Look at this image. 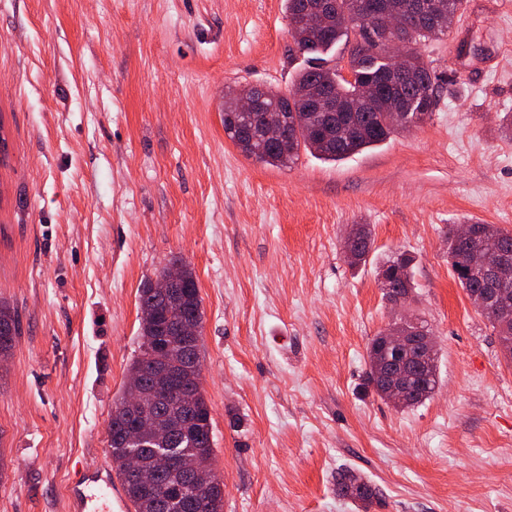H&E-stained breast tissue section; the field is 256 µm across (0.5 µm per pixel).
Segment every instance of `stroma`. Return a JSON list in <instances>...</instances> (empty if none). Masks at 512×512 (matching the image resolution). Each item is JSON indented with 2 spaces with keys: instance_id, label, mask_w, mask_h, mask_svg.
I'll return each instance as SVG.
<instances>
[{
  "instance_id": "stroma-1",
  "label": "stroma",
  "mask_w": 512,
  "mask_h": 512,
  "mask_svg": "<svg viewBox=\"0 0 512 512\" xmlns=\"http://www.w3.org/2000/svg\"><path fill=\"white\" fill-rule=\"evenodd\" d=\"M447 76L423 124L339 162L247 157L224 96L308 62L284 0H0V512H68L139 353V293L173 258L203 312L224 512H512V363L454 278L448 231L512 230V0H467L417 47ZM369 229L365 264L344 243ZM414 258L439 383L401 409L365 382L392 321L377 268ZM351 468L375 488L339 496ZM19 332L15 310L8 303L0 301V358L11 355ZM336 490L339 495L362 504L370 503L376 495L375 489L362 475L347 468L337 472Z\"/></svg>"
}]
</instances>
